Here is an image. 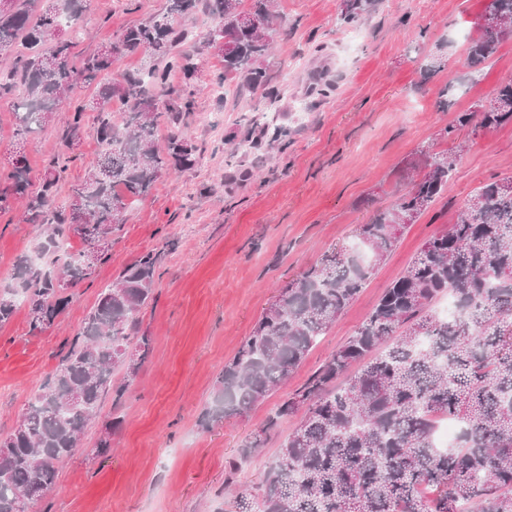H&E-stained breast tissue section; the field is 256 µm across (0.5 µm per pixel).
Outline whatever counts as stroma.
<instances>
[{
	"label": "stroma",
	"mask_w": 512,
	"mask_h": 512,
	"mask_svg": "<svg viewBox=\"0 0 512 512\" xmlns=\"http://www.w3.org/2000/svg\"><path fill=\"white\" fill-rule=\"evenodd\" d=\"M349 0H275L274 51L260 68L282 90L268 105L263 90L242 91L240 78L210 94L224 61L203 36L212 18L182 19L187 51L204 61L197 112L224 115L217 136L199 121L189 135L203 152L195 165L169 171L150 195L128 208L92 278L71 284L68 305L38 335L18 304L0 326V434L9 433L76 336L102 288L143 254L161 253L153 301L140 314L152 351L120 405L104 401L87 426L83 451L61 466L56 484L28 512H217L254 480L295 427L288 418L267 434L237 474L228 462L262 431L272 411L300 389L327 356L361 326L386 288L424 243L454 223L483 181L512 175V124L444 127L512 82V35L494 57L468 66L464 48L481 35L488 0H362L344 23ZM165 0H88L70 38L76 59L109 45L116 31L162 12ZM300 69L285 75L283 61ZM288 132L286 147L254 145L252 117ZM467 144L441 197L403 230L395 249L321 336L288 380L241 415L212 430L199 420L216 380L263 316L277 289L350 241L374 209L390 207L414 172L415 150ZM40 236L20 211L0 214V289L15 284V264ZM112 446L94 449L113 416Z\"/></svg>",
	"instance_id": "obj_1"
}]
</instances>
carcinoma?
Here are the masks:
<instances>
[{"mask_svg": "<svg viewBox=\"0 0 512 512\" xmlns=\"http://www.w3.org/2000/svg\"><path fill=\"white\" fill-rule=\"evenodd\" d=\"M32 2L0 0V46L14 52L11 67L0 71V100L11 104L21 144L0 170V212L20 203L25 220L48 231L36 248L42 265L27 256L16 262L30 330L41 333L69 303L64 286L92 277L86 253L101 252L129 205L147 197L162 174L191 168L201 154L184 128L196 112L195 76L203 64L183 50L189 33L180 20L203 8L215 21L205 41L224 58V71L212 84L238 76L251 89L268 86L272 102L281 90L255 67L273 41L272 0H166L164 12L123 28L112 46L78 66L63 31L83 14L85 0H63L68 22L56 0L38 13ZM487 11L499 25L466 47L471 66L488 61L512 34V0H490ZM244 14L266 25L265 34L242 28ZM136 53L148 59L146 71L113 74L119 56ZM173 72L181 75L177 86L169 82ZM90 87L97 89L92 98L77 95ZM493 97L498 109L482 112L477 103L459 115L458 126L476 117L483 129L512 124V84ZM63 105L67 115L56 132L64 150L36 183L24 146L56 122ZM89 112L103 150L62 206L57 195ZM162 122L168 134L159 150ZM463 150L461 142L442 152L418 150L410 167L423 174L408 191L356 225L355 243L332 247L278 289L224 364L202 428L243 413L288 379L396 247L406 218L417 219L442 194ZM72 232L86 250L61 261L55 245ZM160 260L159 252L144 254L101 291L54 372L0 437V512H24L26 501L50 491L106 396L119 403L138 375L151 351L139 313L153 301ZM446 294L457 313L443 319L432 307ZM16 303L15 294L0 292V326ZM291 416L298 422L259 481L220 512H512V177L485 181L456 221L425 242L355 334L240 445L230 473ZM443 418L460 427L449 448L433 439Z\"/></svg>", "mask_w": 512, "mask_h": 512, "instance_id": "cac0c4a2", "label": "carcinoma"}]
</instances>
